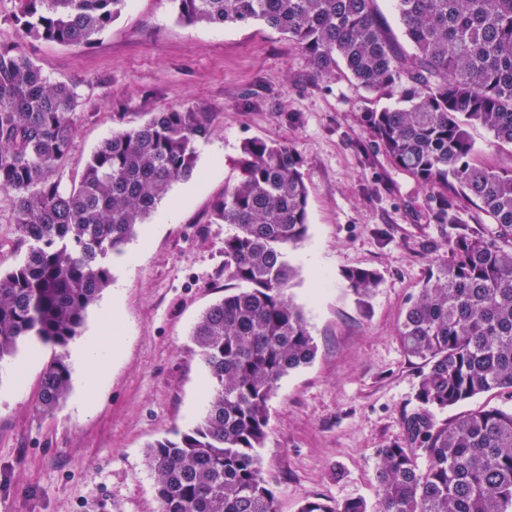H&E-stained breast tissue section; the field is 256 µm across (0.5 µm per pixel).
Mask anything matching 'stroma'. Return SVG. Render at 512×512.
<instances>
[{
    "instance_id": "1",
    "label": "stroma",
    "mask_w": 512,
    "mask_h": 512,
    "mask_svg": "<svg viewBox=\"0 0 512 512\" xmlns=\"http://www.w3.org/2000/svg\"><path fill=\"white\" fill-rule=\"evenodd\" d=\"M54 82L76 86L79 121L71 150L50 177L78 184L93 150L112 132L170 107L201 106L214 130L196 145L202 183L172 185L138 225L123 255L109 261L111 288L86 316L82 336L101 325L120 286L119 355L82 407L88 371L65 349L71 389L52 413L34 409L51 349L21 345L0 362V512H157L149 444L200 420L211 393L190 331L224 295V235L213 202L237 176L244 140L294 147L308 189V236L288 259V293L318 344L315 359L284 376L271 397L261 474L278 512L306 498L375 503L379 448L402 441L419 408L420 364L398 328L428 264L445 255L456 227L429 219L428 193L415 177L371 149L365 113L399 103L352 85L345 71L317 76L286 35L252 20L226 27L180 21L173 0H130L91 44L25 45ZM186 196L177 213L169 201ZM28 245L0 191V272ZM138 255L129 265V255ZM381 280L358 302L344 280L351 268ZM32 358L24 374L17 359Z\"/></svg>"
}]
</instances>
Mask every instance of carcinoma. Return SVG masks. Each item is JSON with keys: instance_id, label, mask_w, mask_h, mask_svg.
Returning <instances> with one entry per match:
<instances>
[{"instance_id": "obj_1", "label": "carcinoma", "mask_w": 512, "mask_h": 512, "mask_svg": "<svg viewBox=\"0 0 512 512\" xmlns=\"http://www.w3.org/2000/svg\"><path fill=\"white\" fill-rule=\"evenodd\" d=\"M128 0H18L21 38L90 44ZM189 24L260 20L288 36L319 76L344 66L353 85L399 94L402 105L366 114L370 147L429 189L436 224L461 229L431 262L398 330L421 361V409L405 419L406 441L377 451L379 495L336 503L308 498L299 512H512V411L480 407L450 422L445 411L495 389L512 390V169L473 157L468 127L512 145V0H394L413 47L396 53L375 0H174ZM79 94L50 81L17 44H0V190L28 242L21 263L0 272V362L19 345L66 347L112 282L107 261L123 253L177 181L190 179L196 144L213 128L202 107L171 108L112 133L79 184L46 177L68 155ZM236 181L211 208L227 224L224 276L235 283L210 306L192 338L212 390L202 419L148 446L158 512H278L261 476L268 401L278 382L309 364L317 344L285 290L296 276L288 249L308 233V190L296 151L243 142ZM492 224L469 227L459 198ZM363 299L376 271L344 273ZM70 369L55 354L35 408L65 399Z\"/></svg>"}]
</instances>
